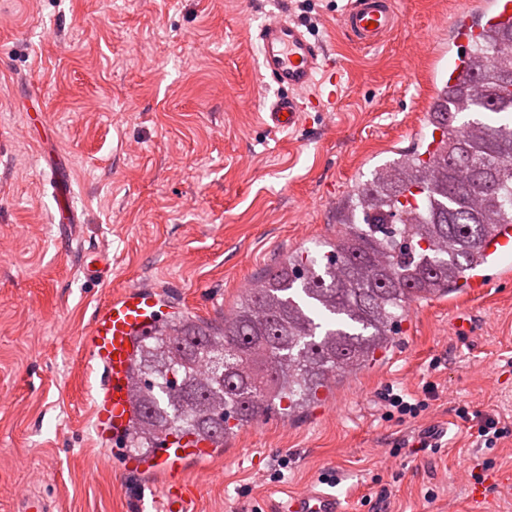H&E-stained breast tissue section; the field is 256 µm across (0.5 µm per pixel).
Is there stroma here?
<instances>
[{"instance_id": "1", "label": "stroma", "mask_w": 512, "mask_h": 512, "mask_svg": "<svg viewBox=\"0 0 512 512\" xmlns=\"http://www.w3.org/2000/svg\"><path fill=\"white\" fill-rule=\"evenodd\" d=\"M476 2L397 0L400 27L362 49L340 28L348 0H0V512L25 491L58 512H156L160 484L105 463L93 432L101 371L81 341L96 308L145 283L175 313L218 320L245 283L333 237L352 189L429 138L448 29ZM273 14L347 70L335 111L290 134L258 117L275 88L254 34ZM62 208L78 224L54 223ZM91 261L104 279L86 275ZM455 317L444 297L412 303L393 349L334 389L336 410L271 415L186 461L190 512H270L310 487L349 512H469L466 472L512 471V435L478 447L454 412L512 423V281L473 300L470 335ZM429 383L424 415L383 419L386 387ZM431 429L438 452L390 456Z\"/></svg>"}]
</instances>
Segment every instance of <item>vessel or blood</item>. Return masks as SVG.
<instances>
[{
	"instance_id": "vessel-or-blood-1",
	"label": "vessel or blood",
	"mask_w": 512,
	"mask_h": 512,
	"mask_svg": "<svg viewBox=\"0 0 512 512\" xmlns=\"http://www.w3.org/2000/svg\"><path fill=\"white\" fill-rule=\"evenodd\" d=\"M491 21L503 28L512 27V0H486L483 7ZM398 12L395 0H350L341 26L351 40L363 48L381 45L395 30ZM255 40L260 65L279 92L261 112L262 125L273 134L298 130L308 109L325 112L328 102L311 95V88L326 83L338 86L344 76L340 63L327 49L312 40L302 24L281 15L261 24ZM489 251L501 259L499 276L512 278V229L492 227ZM165 298L149 286L131 285L115 293L99 309L83 344L89 359L101 368L104 381L92 399L97 435L112 434L119 439L128 430L132 417V391L141 380L132 368L134 342L138 336L163 325L167 315ZM214 452L212 443L185 436L168 440L157 456L142 459L132 454L122 456L123 470L165 475L160 512H188V488L177 480L186 455L203 459ZM272 512H346L335 494L306 489L285 502L275 504Z\"/></svg>"
}]
</instances>
